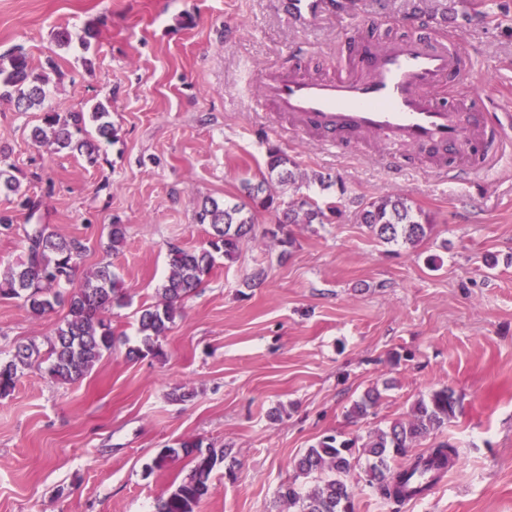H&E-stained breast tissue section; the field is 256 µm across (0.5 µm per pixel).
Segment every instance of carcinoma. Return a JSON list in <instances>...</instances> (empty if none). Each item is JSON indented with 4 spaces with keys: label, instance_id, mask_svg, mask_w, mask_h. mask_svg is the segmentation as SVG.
<instances>
[{
    "label": "carcinoma",
    "instance_id": "1",
    "mask_svg": "<svg viewBox=\"0 0 512 512\" xmlns=\"http://www.w3.org/2000/svg\"><path fill=\"white\" fill-rule=\"evenodd\" d=\"M50 75L30 64L19 51L0 57V98H7L19 112L41 106L47 97ZM109 112L97 103L91 112H72L63 117L45 112L42 125L33 130L34 141L56 151L76 150L88 164L98 162L97 147L83 137L86 122L95 126L101 139L115 137L108 121ZM303 180L297 164L277 147L267 151L265 172L254 181H240L242 196L238 201L205 198L195 204L194 220L210 227L208 247L201 250L172 245L168 250V271L160 288L159 300L137 311L136 332L139 345L128 350L131 358L161 354L160 338L167 335L178 314L180 303L194 293L209 276L216 260L233 262L242 247L254 239L257 215L277 213V230L288 224H329L342 213L345 189L336 200L321 206L308 196L286 202L271 186H294ZM0 187L20 197L22 208L34 213L37 204L21 192L20 182L0 169ZM356 219L381 242L414 246L434 228L432 219L414 209L404 197L381 193L356 202ZM26 255L15 267L0 274V296L23 301L29 314L40 318L55 306H67V316L50 342L49 374L57 382L73 383L91 372L104 354L112 351L116 338L112 330V308L127 304L123 281L104 264L96 270L79 274L87 252L83 239L61 236L48 224L23 227ZM109 249L116 254L123 247L126 228L110 225ZM42 354L34 343L16 346L11 359L0 363V396L15 388L19 373L39 364ZM381 393L370 388L356 400L349 412L362 419L375 408ZM461 410V400L447 386L430 391L413 405L407 420L393 422L386 429L369 434L363 442L339 440L327 435L306 449L295 463L296 477L312 478L315 484L301 491L296 482L280 486L278 499L288 505V512H355L354 492L348 481L356 461L367 460L365 483L383 498L403 503L411 497H423L438 483L456 457V448L446 441L433 444L420 453L413 448L434 432L445 427ZM190 458V470L171 484L158 499L155 512H199L211 495L210 475L217 462L224 459V449L202 450V442L184 440L153 459L149 470H163L180 456Z\"/></svg>",
    "mask_w": 512,
    "mask_h": 512
}]
</instances>
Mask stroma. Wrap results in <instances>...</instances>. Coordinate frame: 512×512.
Wrapping results in <instances>:
<instances>
[{
    "instance_id": "stroma-1",
    "label": "stroma",
    "mask_w": 512,
    "mask_h": 512,
    "mask_svg": "<svg viewBox=\"0 0 512 512\" xmlns=\"http://www.w3.org/2000/svg\"><path fill=\"white\" fill-rule=\"evenodd\" d=\"M289 0H0V56L23 50L33 67L54 60L43 109L15 111L0 99V155L28 196V215L0 193V271L24 256L23 224L85 239L82 265L111 263L129 304L113 309L121 340L81 381L57 383L47 366L25 371L0 397V512H154L156 499L189 469L180 459L150 470L165 447L199 439L223 449L201 512H283L277 492L295 460L324 435L366 440L407 419L419 396L448 386L463 409L435 435L458 450L455 466L422 499L395 504L357 482L355 512H512V165L483 192L441 177L447 154L404 149L391 173L372 142L329 151L319 137L277 130L260 93L266 70L335 74L345 36L379 44L427 34L455 36L489 79L442 101L512 107V0H340V15L302 26ZM96 36L87 39L85 29ZM67 29L70 44L54 34ZM104 103L116 138L98 162L55 152L30 137L44 112H88ZM276 145L309 176L300 190L326 202L335 183L349 206L333 224H292L282 250L263 213L236 262L217 263L186 298L162 356L128 357L135 313L157 301L170 245L201 249L197 200H229L242 172L259 175ZM383 192L408 198L434 230L414 247L380 242L358 224L354 201ZM126 227L119 254L111 224ZM493 256L495 265L484 262ZM259 287L246 281L257 270ZM66 315L30 316L0 296V362L15 344L46 346ZM382 398L350 423L369 388ZM191 392L172 402L173 390Z\"/></svg>"
}]
</instances>
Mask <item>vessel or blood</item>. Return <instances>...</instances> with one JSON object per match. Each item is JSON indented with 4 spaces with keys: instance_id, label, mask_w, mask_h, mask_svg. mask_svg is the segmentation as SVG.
Instances as JSON below:
<instances>
[{
    "instance_id": "b4317fda",
    "label": "vessel or blood",
    "mask_w": 512,
    "mask_h": 512,
    "mask_svg": "<svg viewBox=\"0 0 512 512\" xmlns=\"http://www.w3.org/2000/svg\"><path fill=\"white\" fill-rule=\"evenodd\" d=\"M325 8V0L289 2L291 15L303 24ZM345 45L347 62L336 75L289 73L266 81L265 99L287 118L290 137L315 132L328 148L367 137L391 170L400 169L403 148L442 147L468 159L466 165L445 169V176L473 187L483 185L512 149V124L500 112L453 107L434 97L442 82L469 78L454 38H407L371 46L353 35Z\"/></svg>"
}]
</instances>
